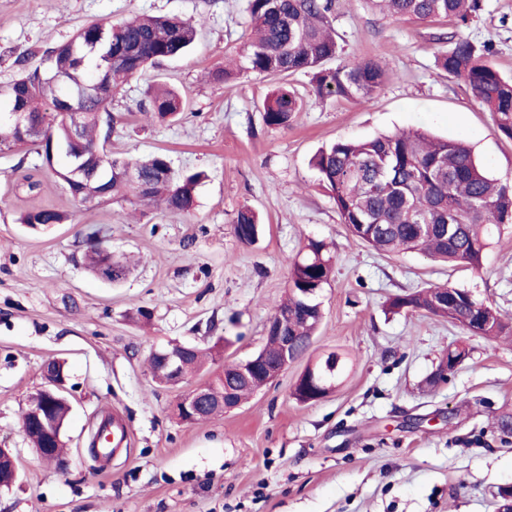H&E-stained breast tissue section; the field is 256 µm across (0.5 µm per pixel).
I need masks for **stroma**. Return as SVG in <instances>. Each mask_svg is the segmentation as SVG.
Masks as SVG:
<instances>
[{"label":"stroma","instance_id":"obj_1","mask_svg":"<svg viewBox=\"0 0 512 512\" xmlns=\"http://www.w3.org/2000/svg\"><path fill=\"white\" fill-rule=\"evenodd\" d=\"M247 7L248 0H0V86L15 78L19 55L42 54L90 21L205 19L189 53L129 78L109 106L107 152L163 153L175 173L204 172L189 213L133 195L80 203L35 152L0 154V448L14 450L21 475L0 490V512H498L500 491L512 487V435L501 430L512 420V335L473 336L420 311L390 312L386 301L446 284L512 319V224L477 269L418 251L382 253L351 236L310 160L341 139L421 128L465 142L492 178L512 183V139L436 63L457 30L492 45L494 61L512 75V0H481L459 29L333 0L328 20L341 50L331 67L371 59L389 79L372 101L322 100L311 74L288 76L303 109L285 129L262 120L278 79L235 71L250 33ZM224 68L233 77L213 79ZM158 84L185 101L180 120L143 114ZM28 173L40 182L31 195L21 188ZM40 205L66 211L68 221L18 223L22 210ZM244 207L262 223L252 246L234 235ZM92 226L113 253L135 257L126 279L110 283L86 269L82 240ZM310 237L330 243L334 273L309 350L238 408L180 421L172 412L179 397L263 346L289 265ZM142 308L150 323H140ZM174 343L220 344L224 358L163 387L148 359ZM458 344L468 357L435 382ZM331 352L349 360L341 384L298 402V377ZM52 358L65 363L72 405L63 467L39 458L21 432L27 398L43 387ZM107 415L123 420L128 440L105 463L91 457L88 441Z\"/></svg>","mask_w":512,"mask_h":512}]
</instances>
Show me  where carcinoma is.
Here are the masks:
<instances>
[{"mask_svg": "<svg viewBox=\"0 0 512 512\" xmlns=\"http://www.w3.org/2000/svg\"><path fill=\"white\" fill-rule=\"evenodd\" d=\"M379 13L398 19L445 20L460 28L480 9V0H366ZM332 0H248L254 36L240 49L239 70L264 76L310 72L322 97L373 100L388 78L373 60L326 68L338 44L328 25ZM203 20L146 17L120 24L91 23L65 43L45 50L40 62L17 57L19 73L0 99L23 108L29 124L41 129L32 136L14 127L0 128V145L7 150L36 147L46 165L65 164L55 174L65 183L78 160L93 170L98 164L102 113L112 102L114 83L141 74L151 66L183 56L196 40ZM450 47L437 57V66L461 80L499 131L512 139V76L503 74L491 49L454 32ZM70 99L83 114L77 141H70L69 121L62 101ZM179 96L169 90L155 94L142 111L150 119L176 117ZM302 110L301 99L288 85L278 86L264 103L267 126L286 128ZM134 169L141 188L132 186L124 169ZM319 180L331 192L342 223L351 235L385 253L424 249L457 265L478 268L494 231L512 224V184L489 178L470 149L460 141H433L419 131L399 132L365 141L338 140L314 159ZM202 172L177 175L167 155L146 159L112 158L104 175L88 177L77 188L84 203L107 201L129 193L150 204L159 202L172 214L194 205ZM66 213L54 206H32L21 215L23 224H61ZM234 232L246 245L256 242V214L241 209ZM85 258L94 274L102 264L104 240L92 230L84 236ZM333 256L326 244L309 239L290 264L288 297L274 312L288 311L282 326L304 352L322 321L318 295L329 284ZM394 312L423 311L464 327L473 336L495 337L512 332V323L464 290L435 286L391 297ZM227 385L241 403L264 385L261 379L242 383L232 366L224 368Z\"/></svg>", "mask_w": 512, "mask_h": 512, "instance_id": "obj_1", "label": "carcinoma"}]
</instances>
